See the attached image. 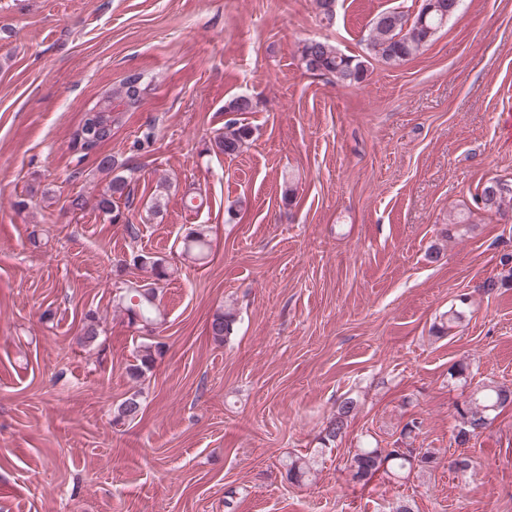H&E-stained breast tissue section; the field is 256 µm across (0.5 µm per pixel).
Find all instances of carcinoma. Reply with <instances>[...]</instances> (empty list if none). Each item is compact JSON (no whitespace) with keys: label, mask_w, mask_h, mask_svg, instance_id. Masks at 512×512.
<instances>
[{"label":"carcinoma","mask_w":512,"mask_h":512,"mask_svg":"<svg viewBox=\"0 0 512 512\" xmlns=\"http://www.w3.org/2000/svg\"><path fill=\"white\" fill-rule=\"evenodd\" d=\"M449 0H424L420 10L411 15L405 11L381 12L372 20L367 39L368 54L381 58L390 64H399L427 47L443 24L452 16L448 12ZM302 60L307 71L316 74H328L342 83H359L367 74L365 61L343 54L327 41L308 40L302 48ZM146 86L141 75L127 77L117 91L118 98L132 108L141 102ZM101 109L91 114L84 113L76 131L73 133L71 148L78 154V161L97 152V149L112 137V95L99 100ZM252 137V129L233 119L224 125V133L214 139L218 153L232 156L240 152ZM97 169L110 176L105 190L95 201V208L113 218L125 215L130 207L131 177L117 172L115 159L109 155L101 157ZM497 189L486 183L475 194L476 204L484 209L502 208L506 199L512 200V186L502 180H496ZM210 228L200 225L189 230L180 243V253L196 260L205 258L210 249ZM502 272L487 280L483 288L492 291L512 279V257L504 256L500 260ZM133 266L152 272L154 282H126L118 296V303L133 324L150 332L165 324V312L158 302V284L170 276L169 267L164 259L148 253H139L133 257ZM235 317L230 312H221L213 316L209 326L211 336L223 340L231 335ZM155 362L154 346L144 343L138 351L137 363L132 365L130 374L139 378L153 368ZM512 402V389L493 381L477 383L464 400L456 406L460 420L457 434H469L479 437L483 430ZM357 400L345 397L339 401L336 414L322 430L321 441L327 446L336 442L348 426L350 418L356 415ZM141 411V403L136 396L125 399L118 407V420H134ZM435 460L430 449L378 448L361 446L350 459L349 468L353 476L360 481H368L382 471L395 478H407L409 471L419 468L423 472ZM313 470V460L305 456H295L288 462V476L299 480Z\"/></svg>","instance_id":"1"}]
</instances>
